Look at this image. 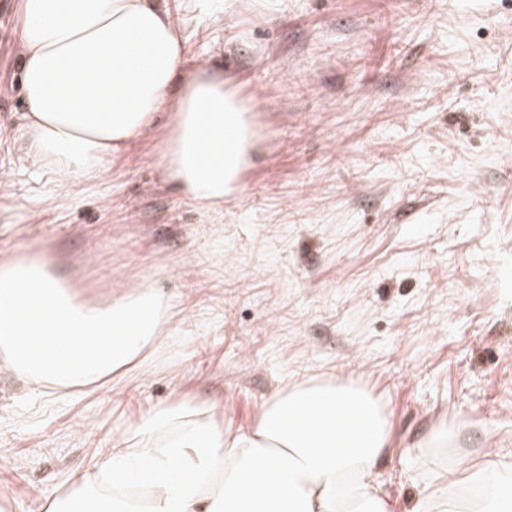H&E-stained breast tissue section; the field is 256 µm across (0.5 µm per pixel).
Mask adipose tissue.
Returning <instances> with one entry per match:
<instances>
[{"label": "adipose tissue", "instance_id": "obj_1", "mask_svg": "<svg viewBox=\"0 0 512 512\" xmlns=\"http://www.w3.org/2000/svg\"><path fill=\"white\" fill-rule=\"evenodd\" d=\"M19 127L55 192L99 179L156 124L161 165L205 208L241 193L257 150L254 115L218 73L186 66L170 0H21ZM176 312L149 282L99 300L32 251L0 260V365L71 395L125 379L164 347ZM465 421L413 444L426 466L412 512H512V449L458 447ZM381 400L312 377L266 400L247 427L183 398L152 407L75 474L51 512H391L380 464Z\"/></svg>", "mask_w": 512, "mask_h": 512}]
</instances>
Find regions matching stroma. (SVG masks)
I'll use <instances>...</instances> for the list:
<instances>
[{"label":"stroma","mask_w":512,"mask_h":512,"mask_svg":"<svg viewBox=\"0 0 512 512\" xmlns=\"http://www.w3.org/2000/svg\"><path fill=\"white\" fill-rule=\"evenodd\" d=\"M173 0L191 62L255 105L235 203L205 211L163 172L164 128L65 204L17 118L20 0H0V257L54 253L90 296L151 279L179 310L119 383L67 396L0 368V492L47 512L126 422L188 394L226 423L309 376L385 403L380 465L410 512L409 448L440 419L512 448V0Z\"/></svg>","instance_id":"1"}]
</instances>
